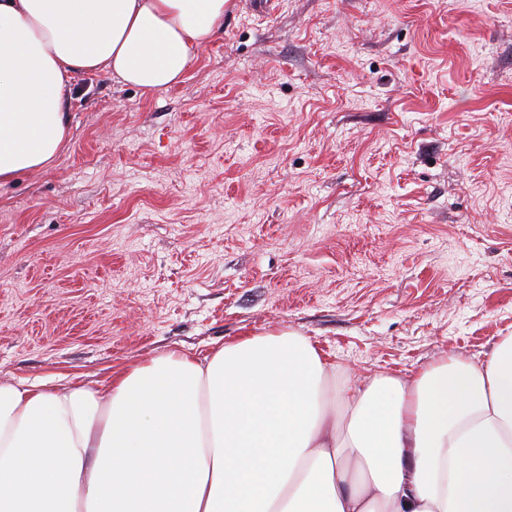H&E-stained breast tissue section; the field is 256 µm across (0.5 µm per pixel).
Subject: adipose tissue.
<instances>
[{"label":"adipose tissue","mask_w":512,"mask_h":512,"mask_svg":"<svg viewBox=\"0 0 512 512\" xmlns=\"http://www.w3.org/2000/svg\"><path fill=\"white\" fill-rule=\"evenodd\" d=\"M227 2L0 0V185L63 150L79 79L182 82ZM0 512H512V336L410 378L282 331L0 383Z\"/></svg>","instance_id":"ef3b65f1"}]
</instances>
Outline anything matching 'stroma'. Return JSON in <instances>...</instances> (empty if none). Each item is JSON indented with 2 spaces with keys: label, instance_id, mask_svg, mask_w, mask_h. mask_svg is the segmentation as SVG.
<instances>
[{
  "label": "stroma",
  "instance_id": "obj_1",
  "mask_svg": "<svg viewBox=\"0 0 512 512\" xmlns=\"http://www.w3.org/2000/svg\"><path fill=\"white\" fill-rule=\"evenodd\" d=\"M0 187V383L281 331L356 379L512 336V0H230Z\"/></svg>",
  "mask_w": 512,
  "mask_h": 512
}]
</instances>
